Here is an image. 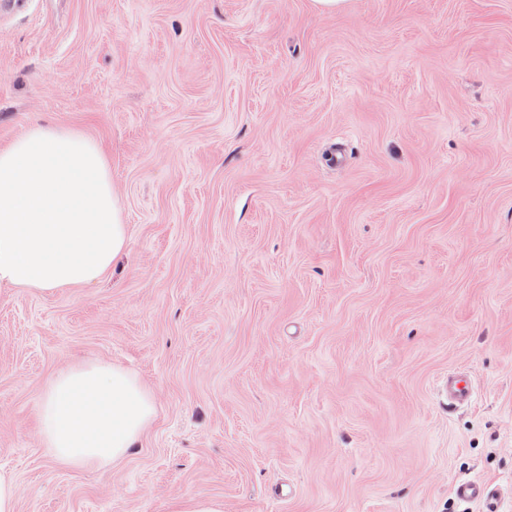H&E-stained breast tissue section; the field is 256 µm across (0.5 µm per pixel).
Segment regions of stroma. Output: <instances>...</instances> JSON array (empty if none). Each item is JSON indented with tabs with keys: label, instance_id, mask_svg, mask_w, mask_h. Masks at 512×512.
Masks as SVG:
<instances>
[{
	"label": "stroma",
	"instance_id": "obj_1",
	"mask_svg": "<svg viewBox=\"0 0 512 512\" xmlns=\"http://www.w3.org/2000/svg\"><path fill=\"white\" fill-rule=\"evenodd\" d=\"M36 122L101 149L129 241L0 288L16 512H486L461 478L512 512V0L0 5V149ZM80 362L157 408L101 471L38 434ZM440 388L443 392V398L448 406H458L470 402L472 397L471 380L463 374L448 376L442 380ZM455 496L460 502H484L489 505L487 512H498L492 506L497 502L495 490L490 484L478 480L463 479L455 485ZM224 503L213 498H192L178 501L172 512H223Z\"/></svg>",
	"mask_w": 512,
	"mask_h": 512
}]
</instances>
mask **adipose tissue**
Wrapping results in <instances>:
<instances>
[{"label":"adipose tissue","instance_id":"ef3b65f1","mask_svg":"<svg viewBox=\"0 0 512 512\" xmlns=\"http://www.w3.org/2000/svg\"><path fill=\"white\" fill-rule=\"evenodd\" d=\"M127 242L109 164L81 132L36 124L0 150V285L52 292L97 281ZM155 417L153 395L135 375L83 363L46 384L39 435L61 465L101 470Z\"/></svg>","mask_w":512,"mask_h":512}]
</instances>
